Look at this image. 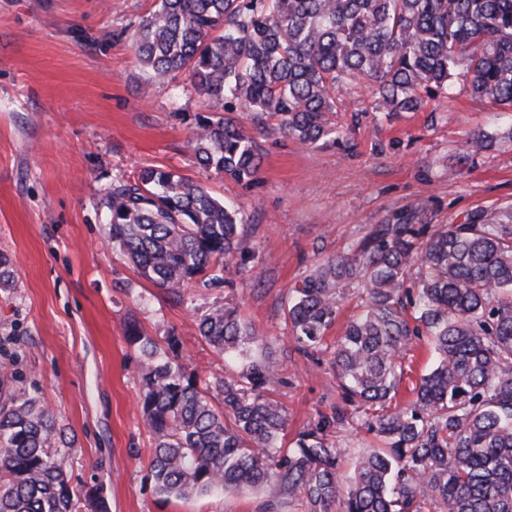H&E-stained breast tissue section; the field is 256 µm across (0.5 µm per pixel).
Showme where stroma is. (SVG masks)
I'll list each match as a JSON object with an SVG mask.
<instances>
[{"label":"stroma","instance_id":"obj_1","mask_svg":"<svg viewBox=\"0 0 512 512\" xmlns=\"http://www.w3.org/2000/svg\"><path fill=\"white\" fill-rule=\"evenodd\" d=\"M156 0H0V252L14 265L0 289V371L17 394L54 414L57 452L74 489L98 484L109 512H305L257 489L186 498L156 493L155 440L140 416L146 360L128 343L136 321L157 344L177 336L200 386L237 364L200 336L209 308H237L254 353L277 352L269 393L287 411L284 445L344 399L330 353H300L287 319L291 289L322 261L347 255L371 225L415 212L458 223L479 206H512V114L472 97L463 81L416 112L377 111L367 85L336 92L339 142L305 146L243 120L262 149L246 187L198 164L200 118L215 117L186 75L160 83L134 36ZM145 167L172 169L240 206L244 272L182 301L144 280L112 245L103 199ZM406 404L434 363L427 337L403 360Z\"/></svg>","mask_w":512,"mask_h":512}]
</instances>
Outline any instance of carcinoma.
<instances>
[{
    "label": "carcinoma",
    "instance_id": "obj_1",
    "mask_svg": "<svg viewBox=\"0 0 512 512\" xmlns=\"http://www.w3.org/2000/svg\"><path fill=\"white\" fill-rule=\"evenodd\" d=\"M138 57L158 79L186 74L224 111L193 133L200 165L252 186L257 142L232 113L245 109L302 144L337 140L328 114L336 88L373 83L385 112H416L424 98L467 91L512 112V0H159L135 33ZM112 243L166 292L218 288L244 269L239 208L159 168L112 184L104 200ZM414 213L375 224L351 257L331 258L294 288L293 339L323 351L345 292L362 310L336 341L331 364L345 405L282 447L286 411L265 395L276 368L231 307L201 314L200 335L235 358L239 373L199 389L171 336L160 349L127 327L147 360L143 423L155 436L150 470L167 497L262 489L299 497L306 512H512V206L475 208L429 229ZM430 339L434 366L415 399L391 407L413 339ZM0 373V512H78L58 454L56 419ZM220 399V408L212 400ZM362 422L384 443L338 480L346 449L330 440ZM83 506L109 512L100 489Z\"/></svg>",
    "mask_w": 512,
    "mask_h": 512
}]
</instances>
